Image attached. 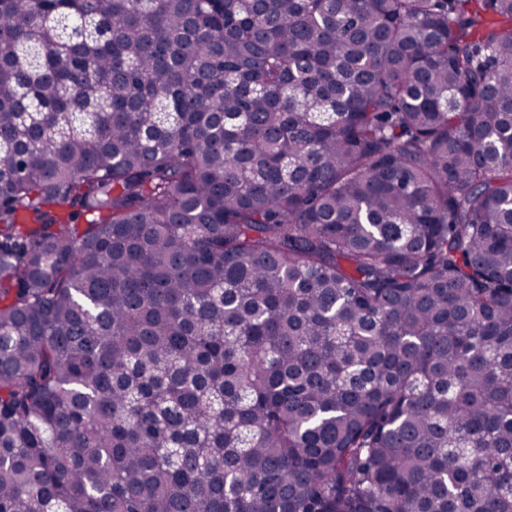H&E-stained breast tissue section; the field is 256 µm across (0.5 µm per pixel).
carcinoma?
Masks as SVG:
<instances>
[{"instance_id":"cac0c4a2","label":"carcinoma","mask_w":512,"mask_h":512,"mask_svg":"<svg viewBox=\"0 0 512 512\" xmlns=\"http://www.w3.org/2000/svg\"><path fill=\"white\" fill-rule=\"evenodd\" d=\"M472 2L0 0V512H512Z\"/></svg>"}]
</instances>
